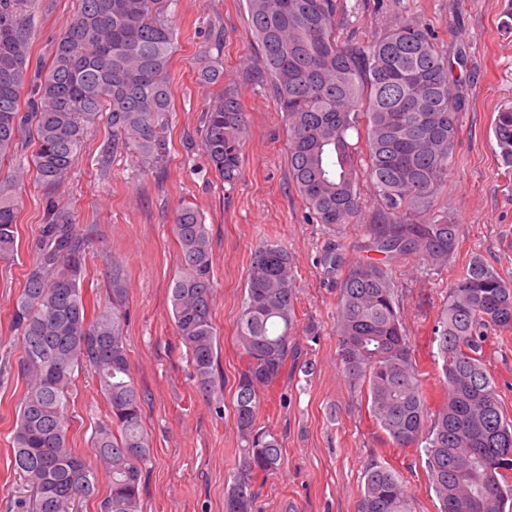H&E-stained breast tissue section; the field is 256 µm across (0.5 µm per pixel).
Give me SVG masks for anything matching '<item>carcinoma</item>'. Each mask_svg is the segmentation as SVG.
I'll return each instance as SVG.
<instances>
[{
	"label": "carcinoma",
	"mask_w": 512,
	"mask_h": 512,
	"mask_svg": "<svg viewBox=\"0 0 512 512\" xmlns=\"http://www.w3.org/2000/svg\"><path fill=\"white\" fill-rule=\"evenodd\" d=\"M26 0H0V158L18 152L33 122L31 164L47 187L61 185L83 147V130L108 113L112 150L147 163L162 153L160 130L171 111L166 78L173 30L159 20L163 0H78L47 68L29 80L32 27ZM261 55L252 80L268 86L285 122L289 177L310 217L340 230L361 222L368 249L389 258L414 255L448 264L460 225L429 222L434 196L448 180L461 82L423 24L403 21L373 42L340 40L339 0H246ZM198 78L224 82L221 56L206 57ZM30 88L28 113L22 97ZM493 133L512 166V106L498 109ZM248 122L240 92L224 86L208 105L201 149L225 184L241 173ZM381 201L364 213L359 183ZM17 176L0 178V259L17 252ZM180 272L169 301L197 389L215 394L217 331L211 306L212 247L197 209L176 210ZM85 240L66 211L43 226L36 260L12 311L26 382L13 428L14 471L29 488L24 512H77L94 496L97 473L69 439V388L77 370L95 375L108 405L92 434L110 479L100 512H141L143 466L151 445L142 420L126 340L124 273L112 270V305L88 316L80 280ZM326 273H341L336 307L338 356L349 384L366 390L370 413L398 448L423 446L437 512H506L512 507V419L482 363L487 331L512 329V283L480 258L448 289L433 328L442 360L443 401L431 412L405 332L398 289L380 262L343 266L332 249ZM292 257L277 241L260 243L246 275L238 343L245 362L234 418L246 443L224 497V512H252L255 483L284 462L278 438L258 426L265 392L295 361L297 315ZM358 512H414L401 476L370 461Z\"/></svg>",
	"instance_id": "cac0c4a2"
}]
</instances>
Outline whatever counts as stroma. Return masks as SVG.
<instances>
[{"instance_id": "stroma-1", "label": "stroma", "mask_w": 512, "mask_h": 512, "mask_svg": "<svg viewBox=\"0 0 512 512\" xmlns=\"http://www.w3.org/2000/svg\"><path fill=\"white\" fill-rule=\"evenodd\" d=\"M343 2L351 10L340 31L345 40L373 41L406 19L431 27L469 100L459 114L448 182L436 198L437 208L461 226L456 252L439 269L412 255L387 261L434 408L443 392L433 328L449 286L475 255L512 282V168L503 163L492 130L499 107L512 105V17L507 0ZM76 7L77 0H28L23 13L34 25L32 62L49 61ZM160 19L173 28L177 49L168 72L172 110L159 163L149 169L135 154L113 151L112 127L103 119L85 133L83 151L59 187L43 186L29 166L21 176L19 248L12 259L0 260V512H16L24 495L11 465L15 411L25 390L11 311L54 208L70 213L86 241L87 304L108 301L113 266L125 275L124 335L152 446L142 512H224L242 446L233 417L243 367L237 322L252 253L268 238L291 252L298 324L315 325L318 334L298 333L296 365L269 389L260 411L259 424L277 436L285 462L257 481L254 512H357L364 467L373 460L400 474L415 512H436L423 449L394 447L372 417L365 394L350 388L340 367L339 290L319 259L333 243L342 245L350 263L372 253L360 225L336 234L306 217L288 174L282 114L269 92L249 78L258 46L246 0H174L162 8ZM218 32L224 36V82L240 88L249 126L242 173L231 188L210 173L200 149L204 110L218 88L200 82L197 71ZM183 204L200 211L212 244L220 393L211 400L196 388L171 318L169 288L179 271L173 224ZM483 361L504 412L512 417V330L489 331ZM107 412L93 373H76L69 437L86 457L94 455L92 431Z\"/></svg>"}]
</instances>
